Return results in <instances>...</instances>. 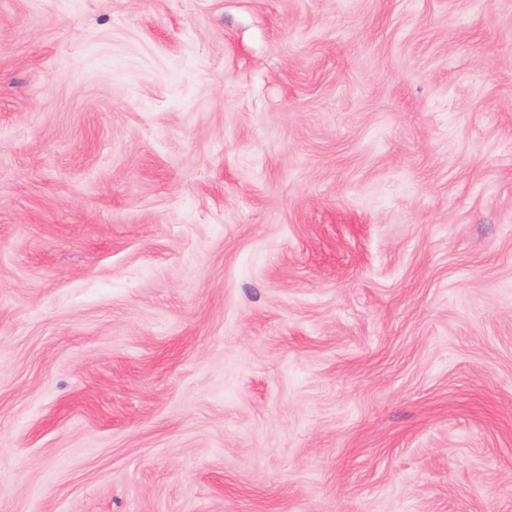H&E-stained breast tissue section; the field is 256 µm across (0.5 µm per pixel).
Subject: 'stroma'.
Masks as SVG:
<instances>
[{
  "label": "stroma",
  "mask_w": 512,
  "mask_h": 512,
  "mask_svg": "<svg viewBox=\"0 0 512 512\" xmlns=\"http://www.w3.org/2000/svg\"><path fill=\"white\" fill-rule=\"evenodd\" d=\"M0 512H512V0H0Z\"/></svg>",
  "instance_id": "obj_1"
}]
</instances>
